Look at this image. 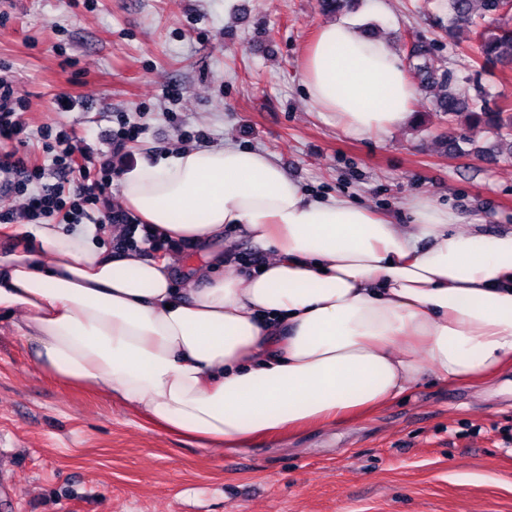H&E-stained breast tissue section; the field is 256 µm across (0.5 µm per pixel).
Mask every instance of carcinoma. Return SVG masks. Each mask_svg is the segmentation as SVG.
Here are the masks:
<instances>
[{
  "instance_id": "1",
  "label": "carcinoma",
  "mask_w": 512,
  "mask_h": 512,
  "mask_svg": "<svg viewBox=\"0 0 512 512\" xmlns=\"http://www.w3.org/2000/svg\"><path fill=\"white\" fill-rule=\"evenodd\" d=\"M453 19L471 26L479 41V52L487 64H512V10L504 0H448ZM412 68L424 89L435 90V111L448 114L455 122L462 115L470 126L494 127L497 142L489 149L473 148L477 155L512 156V104L508 100L489 107L481 91L470 95L452 84L448 72L430 46L422 45L414 52Z\"/></svg>"
}]
</instances>
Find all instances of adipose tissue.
<instances>
[{"label": "adipose tissue", "mask_w": 512, "mask_h": 512, "mask_svg": "<svg viewBox=\"0 0 512 512\" xmlns=\"http://www.w3.org/2000/svg\"><path fill=\"white\" fill-rule=\"evenodd\" d=\"M313 107L351 136L410 118L415 87L356 22L324 24L306 52ZM126 205L169 237L239 231L272 250L264 270L219 276L211 255L173 286L166 260L99 246L95 226H31L0 252V311L64 384L107 386L139 417L203 444L375 411L421 382L512 368V226L457 227L415 204L411 229L335 197L307 199L268 153L186 150L126 173Z\"/></svg>", "instance_id": "adipose-tissue-1"}]
</instances>
